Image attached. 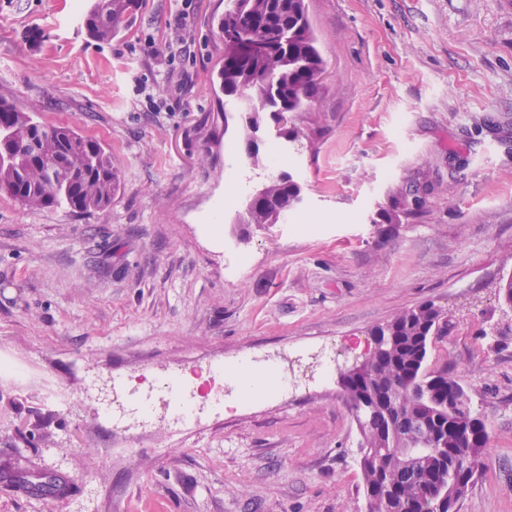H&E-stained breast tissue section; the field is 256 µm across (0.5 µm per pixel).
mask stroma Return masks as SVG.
Returning a JSON list of instances; mask_svg holds the SVG:
<instances>
[{"mask_svg":"<svg viewBox=\"0 0 512 512\" xmlns=\"http://www.w3.org/2000/svg\"><path fill=\"white\" fill-rule=\"evenodd\" d=\"M92 3L0 0V95L96 138L121 179L100 211L0 193V347L40 373L0 381V456L68 484L53 500L0 481V512H365L341 376L373 329L427 302L448 311L430 365L490 436L459 512H512V310L494 289L512 274V0H305L325 70L307 111L261 128L260 168L217 77L228 0H192L171 64L151 48L179 0H144L109 43L83 26ZM283 170L305 221L238 223ZM403 186L423 214L377 222ZM325 342L339 362L323 383L298 356ZM246 353L296 389L243 405L225 379L223 406L177 435L161 407L128 437L82 393L89 373L135 382ZM51 387L70 408L44 404Z\"/></svg>","mask_w":512,"mask_h":512,"instance_id":"1","label":"stroma"}]
</instances>
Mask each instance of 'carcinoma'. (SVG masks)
Listing matches in <instances>:
<instances>
[{
	"instance_id": "cac0c4a2",
	"label": "carcinoma",
	"mask_w": 512,
	"mask_h": 512,
	"mask_svg": "<svg viewBox=\"0 0 512 512\" xmlns=\"http://www.w3.org/2000/svg\"><path fill=\"white\" fill-rule=\"evenodd\" d=\"M142 0H95L85 18L89 35L110 42L125 31L141 8ZM224 64L218 77L224 94L241 87L256 94L246 103L238 130L253 165L263 161L257 133L266 117L281 123L284 115L303 112L314 101L324 60L309 22L304 0H229L218 20ZM272 83H266L268 74ZM37 106L19 107L0 96V191L30 209L67 206L79 212L103 210L120 190L118 165L112 154L94 138L64 125L34 119ZM249 214H238L239 224H277L295 209L302 186L288 172L272 175L262 184ZM423 203L402 192L396 204L383 211L386 224H399L423 212ZM374 342L394 337L385 359L372 358L376 373L373 395L382 400L400 392L396 416L383 419L385 440L401 433L427 428L434 454L416 462L424 486L402 492L390 483L398 459H389L378 470L360 464L367 512H453L479 474L489 438L475 444L467 438L448 436V417L438 412L453 393L466 403L465 386L448 374V366L428 367V350L435 336L448 335V315L432 303L398 313L375 328ZM356 424L363 423L360 386L343 387ZM0 480L19 483L42 496L59 498L66 488L50 479L28 485L20 460L0 457Z\"/></svg>"
}]
</instances>
